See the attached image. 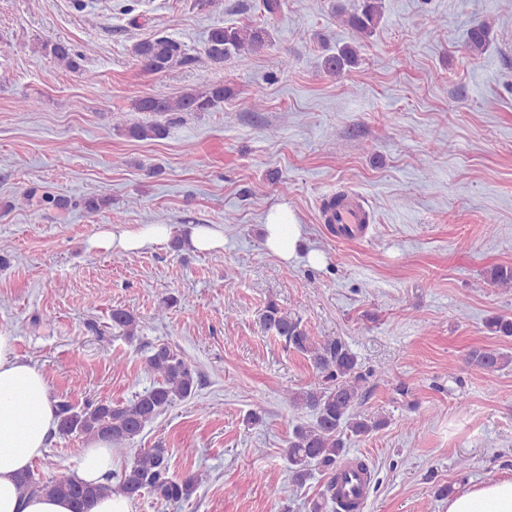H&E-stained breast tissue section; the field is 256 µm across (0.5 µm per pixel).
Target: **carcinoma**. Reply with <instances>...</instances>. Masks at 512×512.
Returning <instances> with one entry per match:
<instances>
[{
    "label": "carcinoma",
    "mask_w": 512,
    "mask_h": 512,
    "mask_svg": "<svg viewBox=\"0 0 512 512\" xmlns=\"http://www.w3.org/2000/svg\"><path fill=\"white\" fill-rule=\"evenodd\" d=\"M381 14L380 0H363L360 11L349 16L347 23L357 35V40L345 44L322 61L325 73L337 76L345 69L358 64L361 39L373 35ZM270 40L268 31L261 27L215 26L210 29L204 55L211 61L222 63L237 58L248 50H256ZM489 42V30L476 24L467 31V46L481 52ZM42 50L70 70L80 69L85 54L75 51L66 42H46ZM135 55L142 67L153 73H163L175 64L189 65L195 57L187 52L186 45L175 38L152 36L137 42ZM230 89L222 84L204 89H188L176 98L144 97L134 102L137 112H150L160 116L174 113L210 112L224 103ZM171 120L124 126L125 134L135 140L161 139L166 136ZM25 201L37 200L47 208L66 209L71 202L61 196L45 193L36 196L30 189L22 193ZM110 204L101 195L81 199L80 206L90 214L97 213ZM490 280L508 292L512 290V267L495 266L490 270ZM266 330L283 339L289 347L302 354L316 375V381L298 391L288 390L285 398L289 407L298 413L312 416L309 422L293 425L285 441L284 457L288 462L290 482L300 485L317 469L329 474V481L322 493L323 501L341 504L347 497L344 484L349 482L347 473L337 474L339 463L346 455L348 440L366 437L386 426V420L365 417L354 412L357 404L368 397V379L387 375V369H362L357 356L343 339L317 340L310 336L301 320L281 309L277 303H267L262 314ZM112 324L135 335L137 319L123 309L112 310ZM489 332L499 336H512V317L496 315L486 321ZM468 362L483 370H498L512 363V355L484 348L469 353ZM144 372L153 382L150 387L127 402L105 401L94 408L77 409L66 401L57 403L61 435L79 434L88 440H104L118 456L127 452V445L138 437L146 425L163 414L176 402L191 399L200 382V374L193 360L184 351L167 344L153 348L145 361ZM208 479V474L196 471L184 477L170 472L169 449L160 445L139 453L122 471L106 476V483L92 485L80 481L75 475L59 472L47 480L35 477L28 471L19 481L24 494L44 493L65 498L72 505V512H90L94 501L115 492L133 501L148 494L162 503H180L189 500Z\"/></svg>",
    "instance_id": "1"
}]
</instances>
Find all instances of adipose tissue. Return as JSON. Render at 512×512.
Here are the masks:
<instances>
[{"label": "adipose tissue", "instance_id": "adipose-tissue-1", "mask_svg": "<svg viewBox=\"0 0 512 512\" xmlns=\"http://www.w3.org/2000/svg\"><path fill=\"white\" fill-rule=\"evenodd\" d=\"M265 245L284 260L296 258L302 228L295 215L277 206L266 216ZM168 227L149 224L103 234L98 247L135 252L165 239ZM14 338L0 333V512H71L63 498L21 496L17 478L31 469L57 428L47 381L37 368L13 354ZM447 512H512V478L489 475L448 498Z\"/></svg>", "mask_w": 512, "mask_h": 512}]
</instances>
